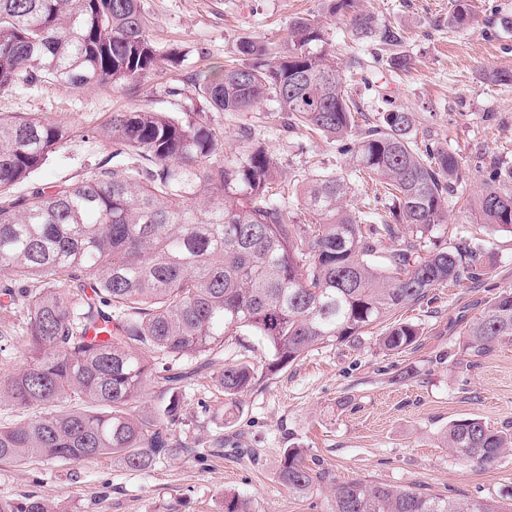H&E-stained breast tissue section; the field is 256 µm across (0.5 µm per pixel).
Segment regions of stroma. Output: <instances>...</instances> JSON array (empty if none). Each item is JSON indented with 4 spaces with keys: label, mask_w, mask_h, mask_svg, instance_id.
I'll use <instances>...</instances> for the list:
<instances>
[{
    "label": "stroma",
    "mask_w": 512,
    "mask_h": 512,
    "mask_svg": "<svg viewBox=\"0 0 512 512\" xmlns=\"http://www.w3.org/2000/svg\"><path fill=\"white\" fill-rule=\"evenodd\" d=\"M153 39L177 60L143 78L138 91L92 88L79 93L51 83L23 86L0 96V117L21 115L70 125L71 136L42 168L14 186L21 197L85 178L101 165L118 166L110 147L88 137L110 113L131 105L182 116L201 110L194 94L209 67L240 63L238 44L258 37L280 42L298 18H320L362 115L359 126L395 107L411 112L417 135H429L458 154L468 176L448 202V221L433 233L445 247L467 242L487 269L476 283L439 287L428 299L403 309L419 325L418 346L401 353L379 347L385 325L354 340L314 347L297 363L238 396L225 400L217 375L226 358L249 348L262 364L267 346L252 334L229 343L222 357L192 374L182 391L177 440L194 446L146 470L111 459L83 463L32 458L0 463V499L35 494L72 512H218L225 491L249 500L253 512H323L325 496L302 497L279 484L285 448H305L308 463L337 481L367 480L436 492L456 499L499 500L512 495V452L485 467H463L443 442L450 421L478 417L489 426L512 427V341L471 363L462 350L463 329L493 297L512 289V233H479L472 204L483 176L477 161L512 168V84L490 81L512 69V33L496 25L512 14V0H472L473 20L453 28V0H360L363 10L399 31L397 46L352 36L344 21L321 10V0H142ZM411 59L408 73L380 67L376 56ZM210 127L223 131L224 152L240 149L241 132L279 162L280 200L305 224L302 184L313 175L348 169L332 139L288 129L272 101L247 112H210ZM22 319L0 296V375L22 367L13 338ZM411 380H402V373ZM223 439V453L212 443Z\"/></svg>",
    "instance_id": "obj_1"
}]
</instances>
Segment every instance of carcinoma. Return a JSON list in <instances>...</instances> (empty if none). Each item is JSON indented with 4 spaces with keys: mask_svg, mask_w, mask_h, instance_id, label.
<instances>
[{
    "mask_svg": "<svg viewBox=\"0 0 512 512\" xmlns=\"http://www.w3.org/2000/svg\"><path fill=\"white\" fill-rule=\"evenodd\" d=\"M326 14L349 17L352 33L395 45L400 34L378 26L356 0H322ZM470 0H454L448 23L472 18ZM240 65L205 74L195 92L205 106L241 112L266 99L289 127L306 126L336 141L352 172L382 184L388 211L380 223L348 205L349 173L318 174L302 189L311 223L296 224L273 192L279 165L247 142L223 155L224 134L196 112L177 118L140 105L113 112L92 138L112 147L123 167L100 170L52 192L35 188L0 203V294L23 314L15 337L22 368L0 376V402L35 410L33 419L0 426V461L33 457L83 462L112 458L147 469L192 446L174 439L182 420L183 359L224 352L229 336L251 331L268 356L261 369L244 354L224 362L217 383L236 397L315 346L342 343L390 322L381 349L402 352L421 336L395 318L449 282L475 281L483 264L461 242L424 250L448 218V201L465 176L457 155L429 138L418 144L412 113L390 109L353 137L356 110L342 83L327 30L317 19L288 27L271 53L258 40L239 44ZM141 0H0V93L53 82L80 91L135 88L160 63ZM61 123L0 119V195L27 180L69 137ZM476 201V223L512 233V170L496 162ZM113 324L103 341L88 336ZM471 358L512 338V291L494 297L463 332ZM162 388L161 409L131 412L147 380ZM444 439L463 465H488L512 450V432L477 417L453 420ZM277 478L306 496L329 489L324 512H512L495 500L377 484L338 482L287 448ZM0 512H71L36 495L0 499ZM220 512H251L224 492Z\"/></svg>",
    "mask_w": 512,
    "mask_h": 512,
    "instance_id": "cac0c4a2",
    "label": "carcinoma"
}]
</instances>
